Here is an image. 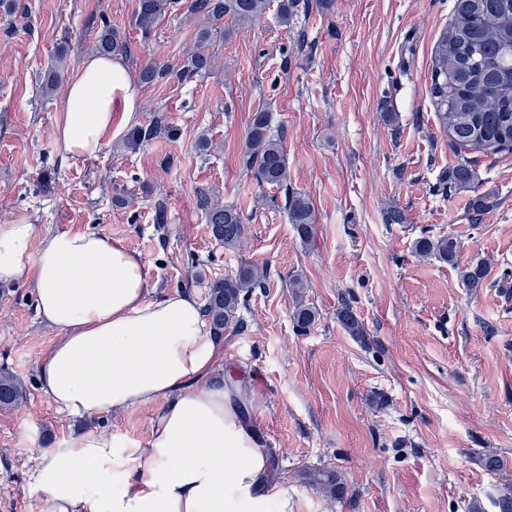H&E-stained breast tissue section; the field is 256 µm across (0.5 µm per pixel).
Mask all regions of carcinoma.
Returning <instances> with one entry per match:
<instances>
[{
    "instance_id": "cac0c4a2",
    "label": "carcinoma",
    "mask_w": 512,
    "mask_h": 512,
    "mask_svg": "<svg viewBox=\"0 0 512 512\" xmlns=\"http://www.w3.org/2000/svg\"><path fill=\"white\" fill-rule=\"evenodd\" d=\"M507 0H455L454 18L435 50L432 61L431 95L437 107L436 116L448 134L461 161L448 173V185L455 190L471 187L479 157L473 151L495 153L512 148V5ZM175 4V0H136L134 25L149 37L158 21ZM269 0H183L186 12L206 22L197 33L196 48L182 67L175 70L154 62L145 66L139 79L151 84L171 74L179 78L205 75L214 69L215 60L206 51L213 27L230 14L239 22H253L262 17ZM97 23L95 50L101 55L121 56L128 44L105 13L94 17ZM271 113L260 109L251 114L242 155V167L261 186L268 185L284 192L288 222L302 243L315 236V214L310 198L288 189L290 180L288 157L283 138L271 133ZM160 132L176 135L175 129L158 124L135 127L125 136V147L139 149ZM197 206L205 216L212 237L224 249H237L245 238L243 215L232 205L214 200L205 189L197 192ZM459 241L450 236L434 237L422 231L414 242L415 253L422 258H435L450 265L457 264ZM485 267L476 265L461 271L462 281L477 292L484 286ZM264 272L245 264L234 273L215 277L207 283L204 311L209 329L215 336L239 324V311L252 289L260 286ZM317 311L298 300L293 312L296 327L306 331L316 321ZM336 316L352 336L365 331L351 304L344 302ZM26 391L8 372L0 373V408H12L22 402ZM308 484L330 496H340L345 486L341 478L323 470L308 473Z\"/></svg>"
}]
</instances>
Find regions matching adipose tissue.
<instances>
[{"label": "adipose tissue", "mask_w": 512, "mask_h": 512, "mask_svg": "<svg viewBox=\"0 0 512 512\" xmlns=\"http://www.w3.org/2000/svg\"><path fill=\"white\" fill-rule=\"evenodd\" d=\"M135 99L121 59L84 58L57 141L95 156ZM0 280L32 283L42 324L59 332L38 370L60 413L157 409L147 447L89 430L43 450L29 490L50 512H289L286 490L264 489L271 458L240 412V384L216 369L221 340L193 293H157L142 257L102 234L40 241L31 224H0Z\"/></svg>", "instance_id": "obj_1"}]
</instances>
